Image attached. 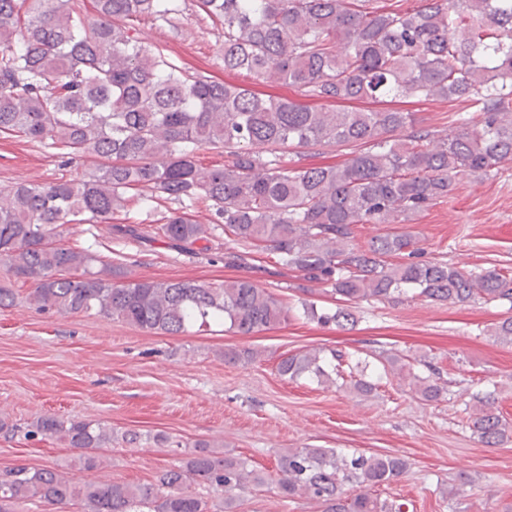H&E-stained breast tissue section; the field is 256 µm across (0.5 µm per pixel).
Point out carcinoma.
<instances>
[{
	"label": "carcinoma",
	"instance_id": "obj_1",
	"mask_svg": "<svg viewBox=\"0 0 512 512\" xmlns=\"http://www.w3.org/2000/svg\"><path fill=\"white\" fill-rule=\"evenodd\" d=\"M224 28V70L296 88L305 97L355 103L327 110L249 87L191 75L130 35L145 18L166 23L179 0H0V134L15 133L57 151L61 163H88L80 175L15 184L0 203V309L16 305L14 282L31 285L26 300L44 313H84L121 320L149 334L181 336L224 325L241 336L288 322L290 309L245 277L121 280L120 269L89 249L62 243L73 222L112 219L130 190L148 187L158 201L204 200L214 224L174 209L154 238L207 252L215 225L235 241L270 249L306 282L330 288L337 306L303 313L340 331L353 329L352 305L411 295L430 302L475 299L512 304V274H474L421 258L409 232L386 231L365 247L351 244L356 224H409L448 196L461 174L486 173L512 159V0H423L405 12L388 0H197ZM461 101L478 114L432 142L413 112L392 99ZM354 146L340 165L276 166L260 148ZM224 149L222 167L203 171L196 154ZM404 257L398 264L391 257ZM383 374L354 375L345 353L288 354L277 364L291 380L304 375L351 378L362 396L382 375L409 380L425 402L441 400L438 381L413 372L397 355L380 356ZM470 416L478 440L496 447L512 439V422L490 399ZM25 439L56 440L82 450L84 470L117 438L91 421L44 415ZM284 498L304 497L321 512H396L372 489L407 470L395 455L292 448L278 458ZM204 483L233 498L265 483L249 461L217 452L207 441L139 484L73 482L54 467L15 465L0 471V512L39 499L75 512H217L191 491Z\"/></svg>",
	"mask_w": 512,
	"mask_h": 512
}]
</instances>
